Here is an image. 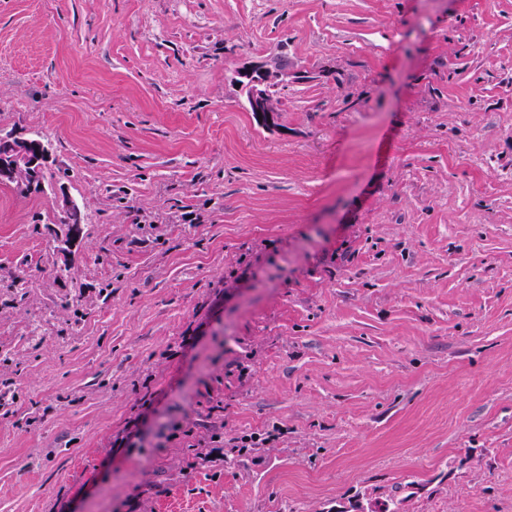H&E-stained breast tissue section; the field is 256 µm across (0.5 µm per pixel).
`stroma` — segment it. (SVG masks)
I'll return each instance as SVG.
<instances>
[{
	"instance_id": "stroma-1",
	"label": "stroma",
	"mask_w": 512,
	"mask_h": 512,
	"mask_svg": "<svg viewBox=\"0 0 512 512\" xmlns=\"http://www.w3.org/2000/svg\"><path fill=\"white\" fill-rule=\"evenodd\" d=\"M0 129V512H512V0H0ZM241 78L246 81H241L245 86L247 103L250 112L256 117L259 123L266 125L275 112H278L273 96L270 93V88L274 83L269 77V73L245 70L240 73ZM262 117V120H259ZM9 136L10 133L0 137ZM49 158L44 144L11 135L0 140V182L17 183L28 187L40 184V173ZM44 173L42 171L41 178Z\"/></svg>"
}]
</instances>
